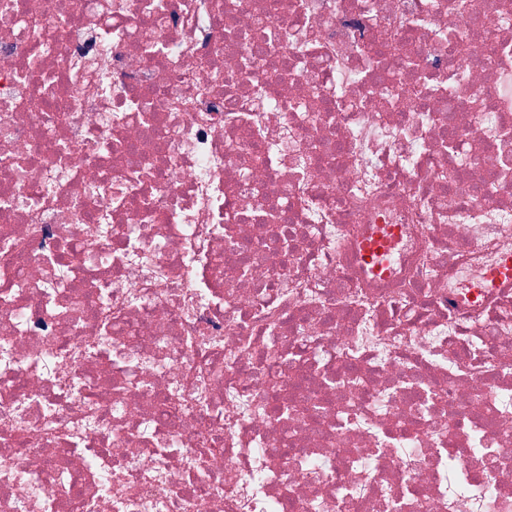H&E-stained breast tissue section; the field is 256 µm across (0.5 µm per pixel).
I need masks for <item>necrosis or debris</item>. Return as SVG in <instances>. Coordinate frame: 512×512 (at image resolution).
<instances>
[{"label": "necrosis or debris", "instance_id": "necrosis-or-debris-1", "mask_svg": "<svg viewBox=\"0 0 512 512\" xmlns=\"http://www.w3.org/2000/svg\"><path fill=\"white\" fill-rule=\"evenodd\" d=\"M510 255L512 0H0V512H512Z\"/></svg>", "mask_w": 512, "mask_h": 512}]
</instances>
